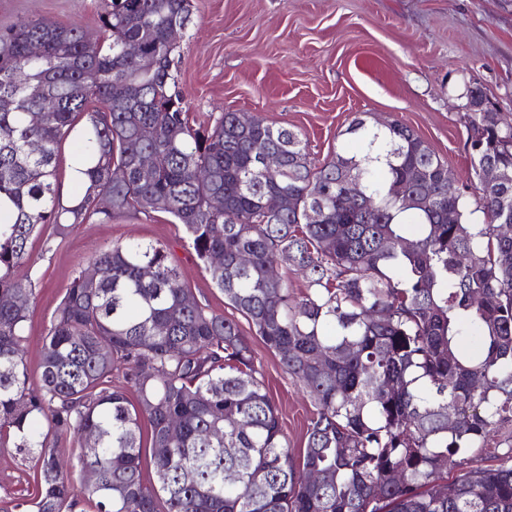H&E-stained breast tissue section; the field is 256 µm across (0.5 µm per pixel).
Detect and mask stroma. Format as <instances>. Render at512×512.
I'll use <instances>...</instances> for the list:
<instances>
[{
    "instance_id": "stroma-1",
    "label": "stroma",
    "mask_w": 512,
    "mask_h": 512,
    "mask_svg": "<svg viewBox=\"0 0 512 512\" xmlns=\"http://www.w3.org/2000/svg\"><path fill=\"white\" fill-rule=\"evenodd\" d=\"M32 16L99 33L97 0H0V27ZM178 43L176 79L191 123L210 126L228 111L258 116L299 132L319 164L345 142L354 117L401 122L447 165L473 221H482L464 104L478 87L490 109L512 116V0H193ZM129 240L164 245L200 305L252 335L169 215L77 224L62 237L47 228L31 239L24 269L34 292L24 341L30 374L72 279L95 252ZM253 347L284 430L302 447L312 401L261 341ZM35 475L32 460L0 448V505L30 497Z\"/></svg>"
}]
</instances>
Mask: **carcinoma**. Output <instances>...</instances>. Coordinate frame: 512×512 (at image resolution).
Instances as JSON below:
<instances>
[{
	"label": "carcinoma",
	"mask_w": 512,
	"mask_h": 512,
	"mask_svg": "<svg viewBox=\"0 0 512 512\" xmlns=\"http://www.w3.org/2000/svg\"><path fill=\"white\" fill-rule=\"evenodd\" d=\"M191 14L192 0H100L95 38L44 16L0 28V298L13 299L0 303V447L37 471L13 509L512 512V445L478 459L512 423V121L467 113L476 223L403 124L356 118L361 151L320 164L296 131L259 117L191 125L170 38ZM80 118L85 189L65 201L59 152ZM487 167L500 181L482 180ZM278 194L287 206L272 212ZM137 212L182 225L225 303L302 383L314 412L299 451L249 338L193 300L151 242L112 244L79 270L30 387L31 238ZM62 437L78 449L57 447ZM75 469L95 481L75 485Z\"/></svg>",
	"instance_id": "cac0c4a2"
}]
</instances>
